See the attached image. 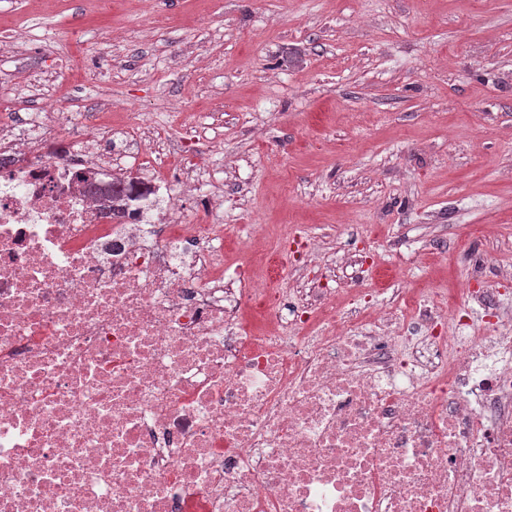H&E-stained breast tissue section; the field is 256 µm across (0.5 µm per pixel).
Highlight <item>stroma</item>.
Instances as JSON below:
<instances>
[{"label": "stroma", "instance_id": "35a3bbf8", "mask_svg": "<svg viewBox=\"0 0 512 512\" xmlns=\"http://www.w3.org/2000/svg\"><path fill=\"white\" fill-rule=\"evenodd\" d=\"M1 33L15 112L201 126L226 268L296 287L298 236L379 308L485 257L512 308V0H0Z\"/></svg>", "mask_w": 512, "mask_h": 512}]
</instances>
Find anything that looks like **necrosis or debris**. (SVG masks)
<instances>
[{
	"label": "necrosis or debris",
	"instance_id": "obj_1",
	"mask_svg": "<svg viewBox=\"0 0 512 512\" xmlns=\"http://www.w3.org/2000/svg\"><path fill=\"white\" fill-rule=\"evenodd\" d=\"M67 120L0 118V512H512L499 289L367 315L317 263L225 271L195 142L116 217L90 184L160 146Z\"/></svg>",
	"mask_w": 512,
	"mask_h": 512
}]
</instances>
